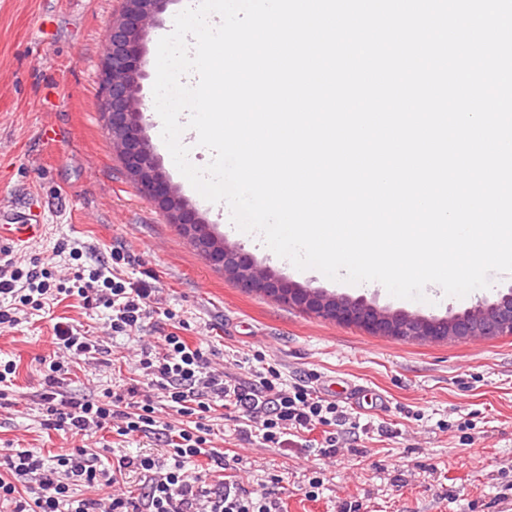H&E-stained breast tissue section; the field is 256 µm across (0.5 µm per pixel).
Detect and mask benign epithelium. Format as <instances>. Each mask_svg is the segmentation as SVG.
Listing matches in <instances>:
<instances>
[{
  "instance_id": "benign-epithelium-1",
  "label": "benign epithelium",
  "mask_w": 512,
  "mask_h": 512,
  "mask_svg": "<svg viewBox=\"0 0 512 512\" xmlns=\"http://www.w3.org/2000/svg\"><path fill=\"white\" fill-rule=\"evenodd\" d=\"M168 0H125L118 21L112 24V44L102 73L103 112L113 148L141 194L149 199L180 230L196 228L194 241L205 250L207 261L224 267L239 285L269 293L281 302L316 311L341 324L356 325L375 335L407 336L430 343L457 336L470 340L512 335V294L494 302H480L448 318H427L405 311L390 312L363 300L343 295H321L254 264L241 248L224 243V251L208 247L206 222L187 203H174V190L166 174L150 162L151 146L145 134L143 115L149 111L141 95L145 77L144 37Z\"/></svg>"
}]
</instances>
